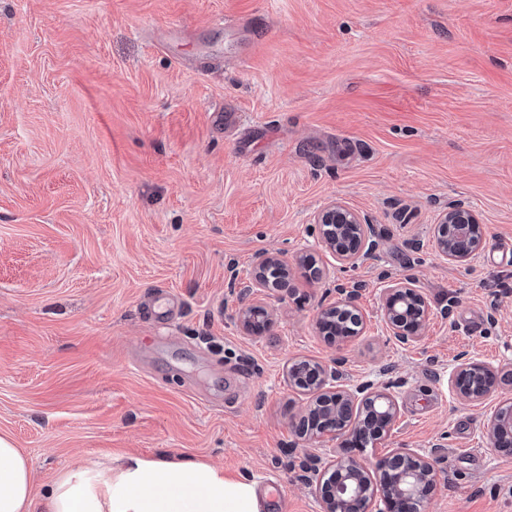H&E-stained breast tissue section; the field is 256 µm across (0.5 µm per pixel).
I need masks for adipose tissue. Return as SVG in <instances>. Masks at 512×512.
Instances as JSON below:
<instances>
[{
    "label": "adipose tissue",
    "instance_id": "adipose-tissue-1",
    "mask_svg": "<svg viewBox=\"0 0 512 512\" xmlns=\"http://www.w3.org/2000/svg\"><path fill=\"white\" fill-rule=\"evenodd\" d=\"M255 482L189 460L127 455L63 471L43 496L12 439L0 435V512H265Z\"/></svg>",
    "mask_w": 512,
    "mask_h": 512
}]
</instances>
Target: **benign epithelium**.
Wrapping results in <instances>:
<instances>
[{
	"label": "benign epithelium",
	"mask_w": 512,
	"mask_h": 512,
	"mask_svg": "<svg viewBox=\"0 0 512 512\" xmlns=\"http://www.w3.org/2000/svg\"><path fill=\"white\" fill-rule=\"evenodd\" d=\"M319 225L321 245L341 264L355 265L370 250L369 224L362 215L336 200L319 209L313 217ZM480 233L476 214L465 208L452 207L440 215L436 236L439 254L454 263L471 261L479 248L466 249L463 244ZM290 268L273 253L259 257L251 287L265 293L289 287ZM336 301L320 308L316 317L319 334L342 346L360 334L364 316L350 294L338 290ZM350 312L354 328L347 336L333 333L336 310ZM432 308L428 299L408 279H397L384 288L381 319L389 335L402 345L416 342L430 321ZM239 326L248 334L262 335L273 323L272 310L264 303L241 298L237 312ZM479 368L495 376L497 386H512V364L489 366L462 357L448 373V388L461 401L472 403L488 396L486 392L460 386L463 373ZM288 384L311 396L305 412L292 421L295 433L304 441L316 442L326 436L336 437V428L326 420L339 417L345 422L341 433L351 440L360 433L375 431L383 440L393 431L400 406L387 387L370 383L350 388L341 383L342 375L319 362L299 360L286 367ZM493 449L512 455V444L500 436H512V404L499 408L487 428ZM320 495L321 512H399L403 505L424 502L429 489L437 484V474L429 457L419 449L396 448L384 460L371 463L363 457L345 452L333 456L323 470H314Z\"/></svg>",
	"instance_id": "benign-epithelium-1"
}]
</instances>
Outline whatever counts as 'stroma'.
Segmentation results:
<instances>
[{"label":"stroma","mask_w":512,"mask_h":512,"mask_svg":"<svg viewBox=\"0 0 512 512\" xmlns=\"http://www.w3.org/2000/svg\"><path fill=\"white\" fill-rule=\"evenodd\" d=\"M333 200L372 226L352 267L319 244ZM453 206L484 233L464 264L437 251ZM265 252L292 281L253 336L238 299ZM404 278L433 309L410 346L380 318ZM340 285L366 318L342 346L315 328ZM160 289L168 322L144 314ZM464 353L512 362V0H0V434L35 492L163 454L320 512L312 469L342 442L292 430L307 359L396 395L363 455L427 453L424 512H512L487 436L512 387L460 401Z\"/></svg>","instance_id":"obj_1"}]
</instances>
